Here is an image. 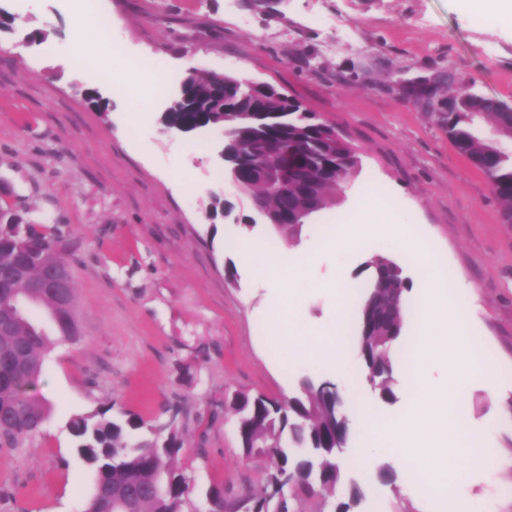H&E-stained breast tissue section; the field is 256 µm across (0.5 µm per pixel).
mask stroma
<instances>
[{
	"instance_id": "obj_1",
	"label": "stroma",
	"mask_w": 512,
	"mask_h": 512,
	"mask_svg": "<svg viewBox=\"0 0 512 512\" xmlns=\"http://www.w3.org/2000/svg\"><path fill=\"white\" fill-rule=\"evenodd\" d=\"M123 68L148 55L161 89L119 94L76 75L72 22L81 0H0V205L62 236L78 289L84 336L47 357L37 384L52 406L41 433L0 447V512H82L94 471L77 454L67 423L102 406L156 421L178 406L187 417L177 458L192 486L182 512H202L219 484L246 503L264 484L269 457H245L224 399L237 392L289 397L303 377L335 382L346 405L369 401L395 421L411 399L407 364L418 321L399 340L395 403L366 381L356 348L339 377L323 360L282 354L264 312L270 294L257 271L229 273L252 203L209 160L207 137L167 132L161 118L193 71L267 84L340 132L359 164L340 203L318 212L290 243L287 264L316 260L291 284L306 332L354 334L356 271L384 250L410 270L414 239L428 240L448 294L469 313L468 341L496 373L461 382L465 415L496 451L470 479L471 512H512V224L502 221L487 177L454 148L439 121L449 89L441 75L512 103V23L491 22L463 0H99ZM43 32L45 42L31 41ZM96 88L110 100H86ZM411 224V236L376 231L359 244H325L336 221L370 189ZM232 203L211 223V192ZM339 277L354 295L344 320L324 283ZM362 499L350 512H440L399 458L378 455L369 476L344 471Z\"/></svg>"
}]
</instances>
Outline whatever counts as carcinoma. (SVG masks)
<instances>
[{"instance_id":"obj_1","label":"carcinoma","mask_w":512,"mask_h":512,"mask_svg":"<svg viewBox=\"0 0 512 512\" xmlns=\"http://www.w3.org/2000/svg\"><path fill=\"white\" fill-rule=\"evenodd\" d=\"M262 99L265 111L288 117L286 131L274 130L264 138L254 135L242 119L252 105L246 82L231 76L219 82L210 73L194 72L185 80V98L173 106L169 118L217 124L237 138L238 153L246 162H259L284 145L301 157L288 190L274 191L261 178L243 180L240 189L277 211L299 216L294 223L275 225L287 240L300 234L307 214L342 195L357 168V156L349 143L332 137L330 125L296 100L273 87ZM441 121L458 152L489 178L504 221L512 220V155L498 147L499 141L512 140V105L460 87L448 97ZM483 121L490 123L495 138L479 133L477 125ZM67 253L68 243L54 233L39 232L31 224L0 223V271L21 262L26 265L25 276L0 291V444L8 447L39 434L50 417L51 403L36 391L47 354L59 343L82 340L76 299L62 312L47 290L34 287L46 267L67 263ZM365 269L369 276L359 302L354 343L366 379L382 399L392 401L396 343L410 312L404 300L406 283L402 267L381 254L373 255ZM24 298L30 299L29 313L20 318L14 314L15 302ZM231 407L242 449L272 458L262 491L246 504L249 512H276L278 497L288 488L293 512H305V502L315 496L322 498L321 512H349L350 502L361 497L359 489L352 488L348 501L341 500V468L326 452L343 445L336 427L347 414L336 384L313 382L282 400L239 393ZM164 413L169 418L159 425H148L123 410L114 413L110 406L70 418L77 453L95 472L84 512H182L189 486L174 461L183 448L184 411L172 406ZM294 472L301 478L291 486L272 483Z\"/></svg>"}]
</instances>
